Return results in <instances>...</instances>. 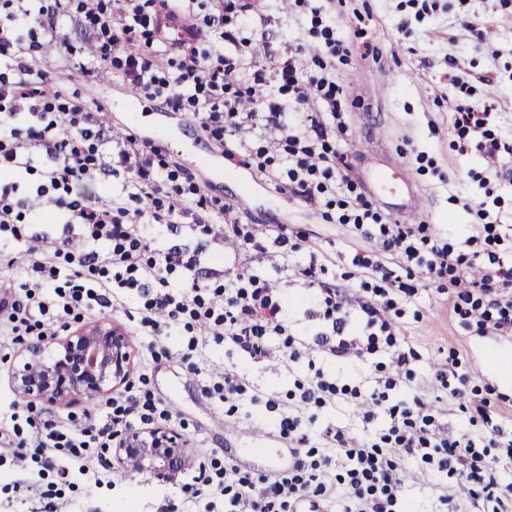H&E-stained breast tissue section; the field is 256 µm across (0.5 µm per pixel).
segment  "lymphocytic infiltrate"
<instances>
[{
	"instance_id": "1",
	"label": "lymphocytic infiltrate",
	"mask_w": 512,
	"mask_h": 512,
	"mask_svg": "<svg viewBox=\"0 0 512 512\" xmlns=\"http://www.w3.org/2000/svg\"><path fill=\"white\" fill-rule=\"evenodd\" d=\"M159 0H80L86 30L96 43L85 75L101 66L132 85L140 94L178 107H189L201 131L224 142L226 156L247 157L279 193H289L322 207L325 216L352 225L362 239L375 242L379 258L354 254V266L366 269L362 298L351 304L324 283L327 266L310 256L300 275L319 283L312 304L322 319L318 345L334 361L373 362L375 386L339 385L323 368L309 365L294 408L277 398L265 401L282 435L295 441L292 462L274 474L242 470L218 449L201 452L165 512H299L309 503L313 512L338 502L342 512H402L408 486L405 466L423 463L426 477L419 490L429 512H448V488L465 484L473 512H512V483L504 482L500 463L512 457V429L494 420L486 405L466 399V380L452 369L439 368L432 378L458 400L460 408L481 421V431L451 436L436 430L430 404L420 396L396 397L399 381L413 380L416 354L401 339L395 323L419 289L456 290L453 310L462 328L512 333V263L502 252L512 244V225L503 224L495 210L498 174L480 178V195L464 198V210L480 223L466 244L484 242L483 251L464 252L429 235L425 225L389 224L336 166L332 142L344 132L342 90L334 77L335 63L351 52L345 38H329L311 65L280 59L266 42L247 37L249 0H219L217 14L207 19L214 32L210 46H201L193 30L180 39L166 36L170 26L194 0H176L166 15ZM69 0H41L39 35L22 43L18 31L30 11L16 0H0V172L42 176L36 190L20 181L0 182V274L22 268L14 280V299L6 333L11 344L66 329L70 321L126 306L142 331L162 339H182L181 361L199 371V347L208 341L224 344L250 360L270 354L271 339L281 342L284 362L296 361L304 346L290 329L291 318L264 274L246 267L224 284L201 276L194 260L178 251L159 249L155 232L191 222L209 234L216 217L234 205L201 192L194 177L170 168L162 146L126 135L117 162L107 161L103 148L111 142L108 128L61 91L46 92L54 75L41 68L38 56L44 39L53 37ZM463 95L455 107L460 131L479 134L477 149L487 155L512 154V142L487 137L490 112L475 111L464 95L469 88L456 76ZM306 106L305 115L286 120L283 101ZM277 131L276 147H252L237 140L241 128ZM139 165H130L131 157ZM124 170L125 185L108 207L93 203L80 190L85 180ZM47 199L59 223L76 227L85 243L70 248L69 238L42 237L22 246V228L34 217L37 199ZM225 238L241 249L262 251L267 245L296 252L301 243L284 225H273L257 237L245 224L224 227ZM417 274L420 283L402 281V273ZM249 385L237 370L212 377L205 388L211 398L238 414ZM343 396L346 402L370 404L366 420L384 414L388 425L374 440L361 441L340 428L326 429L320 441L307 432L317 410ZM165 403L146 378L112 397L105 411L87 413L73 430L46 409L12 401L0 410V445L13 449L25 462L29 477L52 466L100 481L112 471L107 455L117 437L127 431L169 419Z\"/></svg>"
}]
</instances>
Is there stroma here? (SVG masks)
Returning a JSON list of instances; mask_svg holds the SVG:
<instances>
[{
	"mask_svg": "<svg viewBox=\"0 0 512 512\" xmlns=\"http://www.w3.org/2000/svg\"><path fill=\"white\" fill-rule=\"evenodd\" d=\"M250 33L269 43L281 58L303 60L321 52L322 37L309 34L310 13L301 0H252ZM322 16L335 36L348 38L352 56L337 65L336 82L346 98L345 132L336 145L347 158L346 172L358 192L370 197L390 221L408 223V209L423 201L420 223L437 233L476 223L475 214L462 209L460 198L479 193L476 174L512 171V158H493L479 153L472 139H461L454 126L453 108L458 94L454 75L465 76L471 105H493L497 115L490 128L494 134L512 133V0H438L435 10L416 15L401 0H319ZM88 33L78 18H71L57 31L48 62L64 59L60 79L67 91L78 92L86 111L108 121L118 134L134 133L139 140L163 141L172 165L196 172L201 162L213 169L211 195L234 202L235 220L264 234L268 226L285 225L300 234L303 248L285 257L275 247L253 255L272 288L284 296L291 308L309 309L313 287L296 275L309 252H317L335 267L337 289L346 298L359 293L360 272L350 263L353 250L364 248L351 225L328 222L320 211L296 196L276 193L268 182L243 163L226 159L205 138L186 111H176L162 101L131 99L127 86L111 73L87 80L78 62L87 58ZM77 46L76 55L65 52ZM399 173L403 181L396 196L382 193L373 180L374 167ZM159 247L176 248L197 256L202 266L228 274L238 254L224 240V223L215 221L210 235L182 229L162 234ZM447 295L421 291L414 304L405 308L399 321L400 334L418 358L413 382L397 386L399 394L420 393L433 407L437 427L459 433L469 429V416L456 400L430 383L432 369L455 362L458 373L468 377L473 401H486L488 409L512 424V376L502 371V357H512V335L496 336L477 328L462 329ZM98 320L123 328L134 336L137 355L133 374H148L153 391L169 407L172 418L166 426L181 431L191 455L205 448L283 449L284 455L268 461H244V468L272 473L288 466L287 439L281 437L261 403L250 416L231 424V433L218 429L224 413L220 403L209 398L204 385L225 366H243L250 385L262 400L276 396L289 403L288 391L294 375L308 371L307 357L292 365L282 362L278 341H271L270 357L257 362L224 346L208 343L200 351V367L193 385L182 386L186 371L181 365V339L166 340L168 356L150 354L152 337L134 335V324L121 308L98 313ZM171 483L149 472L130 471L116 462L112 480L100 486L81 488L53 501L54 512H160L166 498L177 495Z\"/></svg>",
	"mask_w": 512,
	"mask_h": 512,
	"instance_id": "35a3bbf8",
	"label": "stroma"
}]
</instances>
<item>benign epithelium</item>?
<instances>
[{
  "instance_id": "7a95c632",
  "label": "benign epithelium",
  "mask_w": 512,
  "mask_h": 512,
  "mask_svg": "<svg viewBox=\"0 0 512 512\" xmlns=\"http://www.w3.org/2000/svg\"><path fill=\"white\" fill-rule=\"evenodd\" d=\"M50 344L48 355L41 345L27 350L13 372L15 388L26 398L48 405L71 397L95 399L105 394L107 384L117 386L129 378L134 352L120 327L88 323ZM115 451L120 459L134 458L162 478L181 472L190 461L187 440L163 426L121 435Z\"/></svg>"
}]
</instances>
